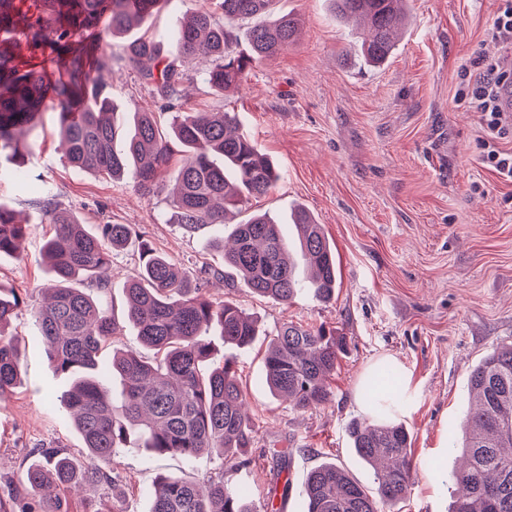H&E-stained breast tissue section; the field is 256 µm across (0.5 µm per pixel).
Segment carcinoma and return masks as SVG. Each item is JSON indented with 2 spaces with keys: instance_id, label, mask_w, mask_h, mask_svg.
Listing matches in <instances>:
<instances>
[{
  "instance_id": "1",
  "label": "carcinoma",
  "mask_w": 512,
  "mask_h": 512,
  "mask_svg": "<svg viewBox=\"0 0 512 512\" xmlns=\"http://www.w3.org/2000/svg\"><path fill=\"white\" fill-rule=\"evenodd\" d=\"M336 16L363 25L361 55L379 66L395 49L405 0H330ZM165 0H0V154L13 159L12 178L28 188L25 158L50 109L57 114L59 146L68 165L79 172L120 182L132 173L144 195L167 191L170 220L186 229H219L215 244L224 248V271L200 276L186 264L156 252L128 224L86 229L78 213L61 207L47 192L33 202L55 226L43 246L49 266V301L35 311V323L55 370L67 382L66 408L86 448V464L76 466L56 451L28 466L19 486L34 496L29 512H65L58 490L94 491L108 479L105 465L136 436V448L154 456H193L221 451V467L201 491L195 484L161 478L152 492L151 512H257L245 491L224 481V467L245 464L256 434L245 412L237 361L224 359L204 371L213 354L211 333L237 349L258 336L256 320L237 303L209 293V278L230 287L240 279L256 296L289 304L301 288L328 300L337 280L336 254L322 227L306 208L291 219L299 235L310 277L302 281L290 260L279 223L253 213L236 225L230 245L220 228L227 214L248 209L251 201L276 187L282 173L250 138L239 132L234 112H179L162 130L153 112L128 116L112 99L109 40L128 37L124 65L135 71L152 94L177 100L187 73L146 37L129 35L160 9ZM275 0H199L175 31L179 55L206 62L203 80L217 94L237 87L257 64L290 46L299 20L274 13ZM262 21L246 33L249 50L240 52L228 21ZM182 161L172 185L163 183L174 148ZM28 233L18 213L0 205V258L19 254ZM132 247L139 266L127 281V320L141 343L160 355L148 361L133 352H113L104 363L102 349L112 343L115 324L92 291L109 286L113 252ZM23 299L0 293V400L13 392L20 356L7 337ZM343 349L336 330L292 322L272 335L264 358L271 393L294 410L317 408L332 396L330 380ZM385 364L370 374L362 396L370 417L350 424L352 448L377 470L371 493L341 466L323 462L304 484L303 512H394L410 495L416 471L405 427L388 421L395 405L384 393ZM120 382L115 395L104 385ZM474 406L462 444L457 426H448L450 451H460L450 475L451 512H512V344L487 354L470 374Z\"/></svg>"
}]
</instances>
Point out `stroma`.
<instances>
[{"label":"stroma","mask_w":512,"mask_h":512,"mask_svg":"<svg viewBox=\"0 0 512 512\" xmlns=\"http://www.w3.org/2000/svg\"><path fill=\"white\" fill-rule=\"evenodd\" d=\"M503 0H406L403 37L390 61L364 65L361 39L329 0H276L298 16L299 36L276 58L254 67L238 89L214 94L202 79L204 64H183L190 77L182 108L239 113L242 132L277 164L282 178L255 209L269 212L294 239L289 224L297 206L309 209L336 253L332 299L301 290L284 306L250 293L224 291L253 314L262 338L246 349L215 341L214 359L235 357L247 410L259 426L249 462L225 471L252 506H262L276 480L273 449L288 452L290 494L285 512H302L308 472L333 461L367 489L374 474L353 451L348 427L365 418V377L378 365L399 370L401 411L394 415L411 436L417 469L400 512H448L449 476L457 455L448 449V425L472 408L469 378L491 350L512 344V182L482 160L485 132L479 113L456 99L460 64L483 49L486 31ZM191 0H167L141 33L173 49V34ZM116 78L112 97L123 110L164 109L138 74L125 68L121 45L111 48ZM26 169L46 182L63 207L84 223L128 224L154 249L188 266L220 269L213 231L169 223L164 194L146 196L133 180L123 184L80 174L65 162L57 117L44 112ZM0 161V203L21 211L29 233L19 256L0 260V284L24 303L10 327L21 356V383L0 402V512H21L12 496L32 459L54 450L84 460L83 443L62 400L64 385L51 366L34 321L48 280L42 245L54 233L41 211L6 179ZM138 263L133 250L112 257V286L102 300L116 326L113 350L153 358L125 316L127 276ZM325 325L346 339L331 380V400L297 412L270 393L263 363L264 336L283 323ZM220 465L210 453L152 456L123 449L112 479L96 491H64L67 512H149L151 489L161 477L204 485Z\"/></svg>","instance_id":"stroma-1"}]
</instances>
